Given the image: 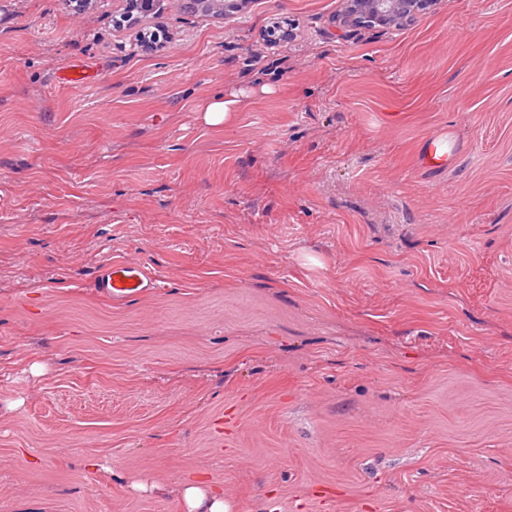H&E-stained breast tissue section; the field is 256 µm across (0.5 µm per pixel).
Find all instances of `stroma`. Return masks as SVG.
<instances>
[{
    "label": "stroma",
    "mask_w": 512,
    "mask_h": 512,
    "mask_svg": "<svg viewBox=\"0 0 512 512\" xmlns=\"http://www.w3.org/2000/svg\"><path fill=\"white\" fill-rule=\"evenodd\" d=\"M126 7L0 0V512H512V0ZM432 0H346L343 25H367L373 28L392 29L413 19L421 12V6ZM346 24V25H344ZM247 105L246 98L242 96L218 93L206 102L202 112H205L204 118L209 125L219 126ZM98 288L111 299H126L155 288V284L141 267L113 262L104 268ZM157 488L178 497L186 512H231L232 509L231 503L224 500V489L217 490L196 480Z\"/></svg>",
    "instance_id": "stroma-1"
}]
</instances>
